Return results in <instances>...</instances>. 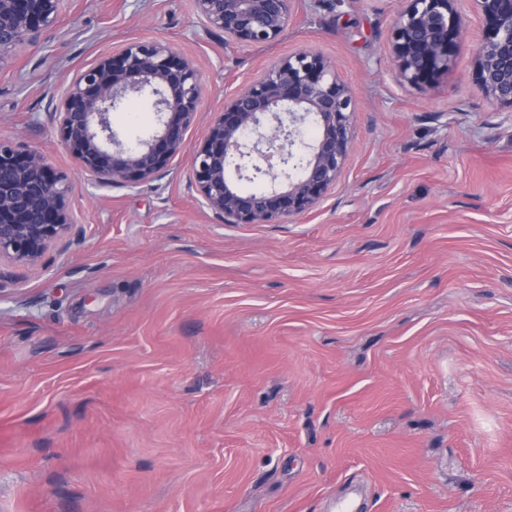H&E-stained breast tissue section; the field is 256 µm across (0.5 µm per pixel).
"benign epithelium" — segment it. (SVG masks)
<instances>
[{"label": "benign epithelium", "mask_w": 512, "mask_h": 512, "mask_svg": "<svg viewBox=\"0 0 512 512\" xmlns=\"http://www.w3.org/2000/svg\"><path fill=\"white\" fill-rule=\"evenodd\" d=\"M293 0H194L206 30L226 45L262 44L288 26ZM483 21L477 84L512 111V0H474ZM60 0H0V69L22 44L53 36ZM467 30L455 0H403L393 25L399 77L416 86L448 71ZM201 86L197 69L159 41L103 54L67 86L54 112L60 143L99 186L150 181L184 151ZM152 100L155 133L120 139L110 115ZM356 103L336 67L314 51L285 57L224 95V109L195 150L199 205L226 224H271L301 215L337 184L351 142ZM261 178L247 192L233 180ZM70 183L38 151L0 140V261L34 266L72 224Z\"/></svg>", "instance_id": "obj_1"}]
</instances>
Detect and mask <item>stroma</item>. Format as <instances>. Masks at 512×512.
Returning <instances> with one entry per match:
<instances>
[{"mask_svg": "<svg viewBox=\"0 0 512 512\" xmlns=\"http://www.w3.org/2000/svg\"><path fill=\"white\" fill-rule=\"evenodd\" d=\"M401 0H294L273 42L225 45L193 0H62L0 70V139L67 174L75 221L0 263V512H512V112L474 79L482 22L430 85L400 81ZM155 39L226 91L312 49L359 104L308 213L227 224L192 154L100 187L62 147L63 89ZM125 141L147 102L113 113Z\"/></svg>", "mask_w": 512, "mask_h": 512, "instance_id": "1", "label": "stroma"}]
</instances>
